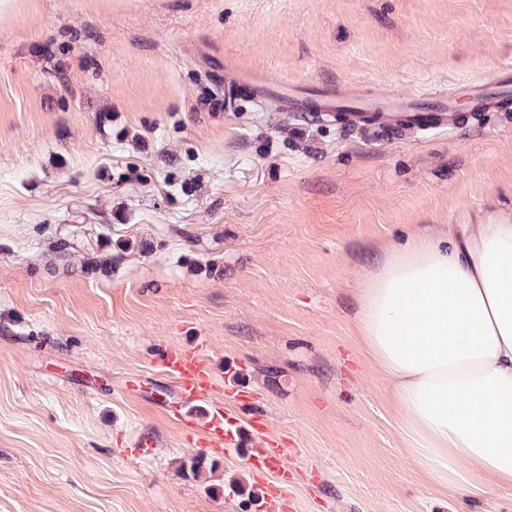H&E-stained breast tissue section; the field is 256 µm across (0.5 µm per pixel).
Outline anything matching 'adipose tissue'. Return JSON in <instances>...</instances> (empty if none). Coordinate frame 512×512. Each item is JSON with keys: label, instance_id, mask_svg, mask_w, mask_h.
<instances>
[{"label": "adipose tissue", "instance_id": "ef3b65f1", "mask_svg": "<svg viewBox=\"0 0 512 512\" xmlns=\"http://www.w3.org/2000/svg\"><path fill=\"white\" fill-rule=\"evenodd\" d=\"M356 331L440 486L512 494V217L393 245Z\"/></svg>", "mask_w": 512, "mask_h": 512}]
</instances>
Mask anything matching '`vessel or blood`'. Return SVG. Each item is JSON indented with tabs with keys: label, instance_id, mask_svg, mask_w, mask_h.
I'll return each instance as SVG.
<instances>
[{
	"label": "vessel or blood",
	"instance_id": "1",
	"mask_svg": "<svg viewBox=\"0 0 512 512\" xmlns=\"http://www.w3.org/2000/svg\"><path fill=\"white\" fill-rule=\"evenodd\" d=\"M473 112H504L512 107V79L498 74L486 81L468 86ZM320 115L346 111L352 124H360L367 116L379 115L383 127L436 128L454 124L458 118L453 96L440 94L432 100L411 99L397 95L356 100L322 93L316 106ZM157 360L173 382L176 399L168 408L169 417L178 423L188 422L192 410L206 405V422L202 442L210 448H236L246 437L268 429V418L255 404V394L244 381L242 369L228 364L223 378H216L213 363L201 344L169 348ZM287 450L280 441L266 440L263 448L249 455L250 469L274 475L275 481L260 497L264 512H282L288 497Z\"/></svg>",
	"mask_w": 512,
	"mask_h": 512
}]
</instances>
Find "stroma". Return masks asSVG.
<instances>
[{
    "mask_svg": "<svg viewBox=\"0 0 512 512\" xmlns=\"http://www.w3.org/2000/svg\"><path fill=\"white\" fill-rule=\"evenodd\" d=\"M232 67L455 95L512 70V0H22L0 21V512H256L253 441L215 453L163 411L159 348L200 338L244 363L293 512H512L417 466L354 331L391 245L512 214V112L356 131L225 99Z\"/></svg>",
    "mask_w": 512,
    "mask_h": 512,
    "instance_id": "obj_1",
    "label": "stroma"
}]
</instances>
